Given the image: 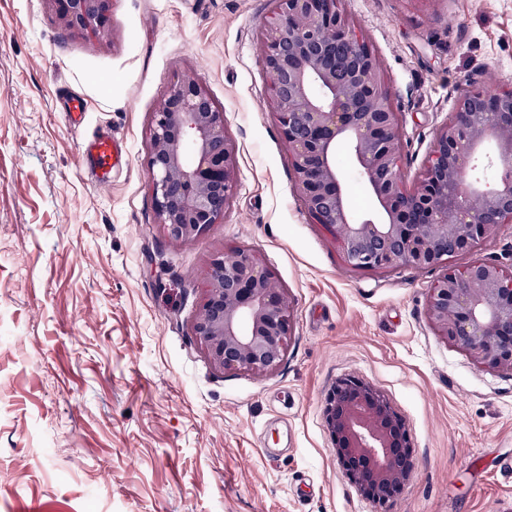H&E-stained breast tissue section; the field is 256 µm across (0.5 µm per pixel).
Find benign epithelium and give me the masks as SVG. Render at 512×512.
<instances>
[{
	"label": "benign epithelium",
	"instance_id": "obj_1",
	"mask_svg": "<svg viewBox=\"0 0 512 512\" xmlns=\"http://www.w3.org/2000/svg\"><path fill=\"white\" fill-rule=\"evenodd\" d=\"M43 2L69 36L93 47L108 42L114 0ZM261 46L269 109L288 144L293 191L311 221L353 270L444 268L427 305L435 335L484 368L512 372V270L483 259L448 266V244L470 252L498 225L512 224V85L494 94L472 86L459 95L411 188L398 173L402 142L383 71L339 0H277ZM339 148L373 199L369 218L352 212L336 165ZM147 168L156 223L169 239L191 242L221 223L238 185L237 147L204 83L178 77L167 85ZM374 245L388 250L376 256ZM291 332L277 272L256 249L224 248L210 264L193 322L212 368L266 375L282 362ZM323 416L332 451L365 497L385 505L403 491L412 445L381 391L343 378L327 393Z\"/></svg>",
	"mask_w": 512,
	"mask_h": 512
}]
</instances>
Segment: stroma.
I'll list each match as a JSON object with an SVG mask.
<instances>
[{"mask_svg":"<svg viewBox=\"0 0 512 512\" xmlns=\"http://www.w3.org/2000/svg\"><path fill=\"white\" fill-rule=\"evenodd\" d=\"M275 0H114L107 45L63 34L42 0H0V512H512V373L435 335L438 268H348L293 193L260 32ZM385 76L415 185L471 84L512 83V0H340ZM224 109L239 185L224 220L170 240L147 188L149 130L173 75ZM80 97L81 131L61 103ZM120 139L109 186L81 136ZM259 250L288 292L282 364L214 370L192 334L214 256ZM512 265V224L473 260ZM379 389L413 470L378 506L323 425L337 380Z\"/></svg>","mask_w":512,"mask_h":512,"instance_id":"35a3bbf8","label":"stroma"}]
</instances>
